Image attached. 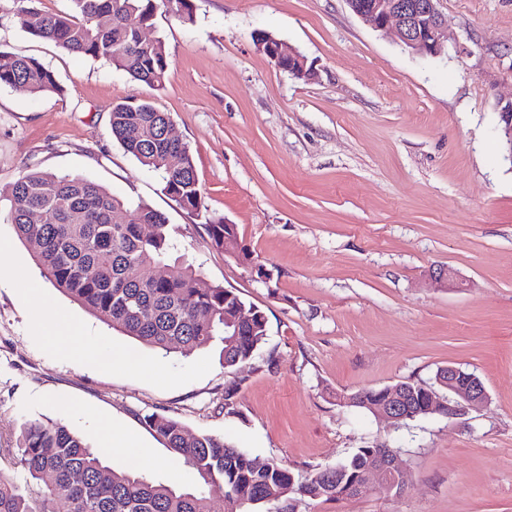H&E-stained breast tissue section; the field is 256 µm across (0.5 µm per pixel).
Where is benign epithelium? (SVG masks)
<instances>
[{"label":"benign epithelium","mask_w":512,"mask_h":512,"mask_svg":"<svg viewBox=\"0 0 512 512\" xmlns=\"http://www.w3.org/2000/svg\"><path fill=\"white\" fill-rule=\"evenodd\" d=\"M441 0H347L355 15L369 22L374 28L390 33L395 42L422 56L437 57L445 50L442 33L445 27L439 5ZM271 59L298 62L306 69V60L298 52L282 42L273 47ZM501 134L506 144L508 158L512 160V98L498 101ZM437 383L448 390L444 400L433 392L421 403L419 412L458 416L479 408L489 401L482 380L473 372L460 366L441 368ZM411 395L401 386L389 389L387 404L376 411L382 419L396 423L412 412ZM403 473L397 465L395 455H371L364 466L363 480L369 488L393 490L399 486L397 475Z\"/></svg>","instance_id":"obj_1"}]
</instances>
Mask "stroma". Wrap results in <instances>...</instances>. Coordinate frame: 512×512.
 Segmentation results:
<instances>
[{
    "mask_svg": "<svg viewBox=\"0 0 512 512\" xmlns=\"http://www.w3.org/2000/svg\"><path fill=\"white\" fill-rule=\"evenodd\" d=\"M192 4L191 20L160 11L147 31L169 61L157 90L29 37L0 0V50L35 58L62 87L0 88V188L37 168L163 212L207 283L264 312L267 340L233 373L216 345L186 358L142 346L45 280L1 215L0 471L25 485L10 449L21 423L41 418L113 468L136 462L192 484L153 415L296 472L396 446L403 490L302 496L296 512H512V164L492 134L498 100L512 97V0H441L438 58L404 50L346 0ZM260 32L302 54L314 79L275 66ZM129 98L170 113L208 214L237 225L250 264L209 247L204 218L113 140L112 105ZM439 266L454 280H431ZM115 346L149 369L95 361ZM451 364L481 378L486 406L398 427L342 404L362 389L433 384Z\"/></svg>",
    "mask_w": 512,
    "mask_h": 512,
    "instance_id": "stroma-1",
    "label": "stroma"
}]
</instances>
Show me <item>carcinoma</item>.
Segmentation results:
<instances>
[{
  "label": "carcinoma",
  "mask_w": 512,
  "mask_h": 512,
  "mask_svg": "<svg viewBox=\"0 0 512 512\" xmlns=\"http://www.w3.org/2000/svg\"><path fill=\"white\" fill-rule=\"evenodd\" d=\"M12 14L29 36L59 49L94 59L150 87L162 86L168 59L164 42L140 38L153 25L158 9L191 19L190 0H68L65 11L41 12L36 0H12ZM21 83L34 94L56 92L55 74L32 57L0 52V87ZM170 114L149 99L112 105V137L143 166L162 177V191L179 207L196 215L204 209L203 191L190 149L171 142L164 128ZM177 154L181 167H169ZM10 203V221L29 244L44 277L108 324L138 343L185 356L215 343L221 345L224 368L233 371L254 360L267 337L264 313L222 285L196 287L200 271L172 257L166 216L146 205L124 202L88 178L30 171L0 190ZM126 209L127 223H115ZM34 211L46 215L33 224ZM152 231L145 235L142 225ZM208 244L232 243L236 259L250 262V251L238 244L235 224L205 216ZM166 267L162 277L152 268ZM252 320L235 324L242 309ZM354 407L372 411L386 403L383 389L358 391ZM156 437L178 455L196 484L162 482L131 466L116 471L102 454L68 426L32 419L20 427L15 464L27 473L22 488L0 471V512H277L296 494L336 500L334 490L362 482V467L377 453H394L386 444L359 448L345 462L315 468L302 476L277 462L258 468L246 450L207 433L190 435L175 419L147 416ZM53 483L45 481V475Z\"/></svg>",
  "instance_id": "carcinoma-1"
}]
</instances>
